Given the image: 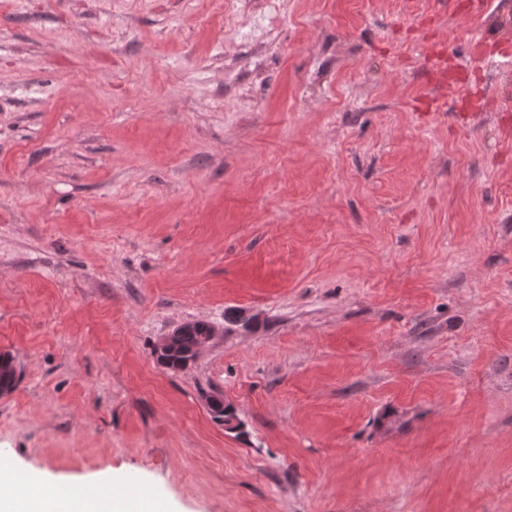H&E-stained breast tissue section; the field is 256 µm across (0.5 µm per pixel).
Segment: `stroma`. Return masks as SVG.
<instances>
[{"label": "stroma", "instance_id": "stroma-1", "mask_svg": "<svg viewBox=\"0 0 512 512\" xmlns=\"http://www.w3.org/2000/svg\"><path fill=\"white\" fill-rule=\"evenodd\" d=\"M505 44L512 0H0L17 474L166 512H512ZM206 332V324L193 323L189 325L179 337V347L172 352L159 353L154 350L157 361L164 367L172 370H184L190 365L193 348L201 336Z\"/></svg>", "mask_w": 512, "mask_h": 512}]
</instances>
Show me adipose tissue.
I'll return each mask as SVG.
<instances>
[{"label": "adipose tissue", "mask_w": 512, "mask_h": 512, "mask_svg": "<svg viewBox=\"0 0 512 512\" xmlns=\"http://www.w3.org/2000/svg\"><path fill=\"white\" fill-rule=\"evenodd\" d=\"M80 499L88 501L93 512H152L145 486L116 493L102 482L54 488H42L32 482L18 485L9 494L0 496V512H76L75 504Z\"/></svg>", "instance_id": "ef3b65f1"}]
</instances>
